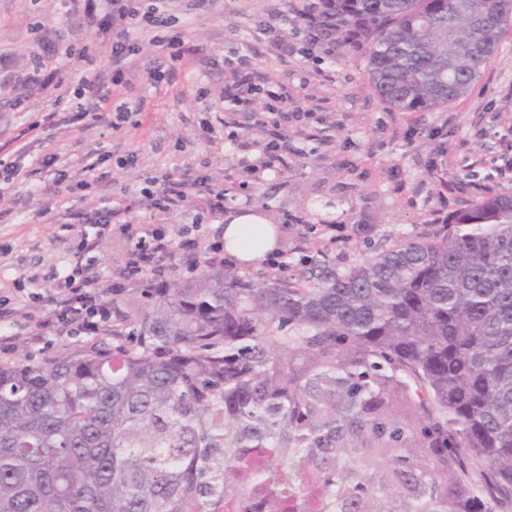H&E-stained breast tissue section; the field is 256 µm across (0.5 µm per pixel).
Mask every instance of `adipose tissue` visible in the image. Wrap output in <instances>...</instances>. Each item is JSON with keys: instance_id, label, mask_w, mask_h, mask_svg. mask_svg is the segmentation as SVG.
Listing matches in <instances>:
<instances>
[{"instance_id": "ef3b65f1", "label": "adipose tissue", "mask_w": 512, "mask_h": 512, "mask_svg": "<svg viewBox=\"0 0 512 512\" xmlns=\"http://www.w3.org/2000/svg\"><path fill=\"white\" fill-rule=\"evenodd\" d=\"M281 231L266 214L257 211L225 216L222 240L225 252L241 267H255L277 249Z\"/></svg>"}]
</instances>
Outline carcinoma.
<instances>
[{"instance_id": "cac0c4a2", "label": "carcinoma", "mask_w": 512, "mask_h": 512, "mask_svg": "<svg viewBox=\"0 0 512 512\" xmlns=\"http://www.w3.org/2000/svg\"><path fill=\"white\" fill-rule=\"evenodd\" d=\"M511 23L512 0H324L313 29L429 112ZM447 224L345 272L205 265L110 343L0 363V512H512V195Z\"/></svg>"}]
</instances>
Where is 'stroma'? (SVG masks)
<instances>
[{"label":"stroma","mask_w":512,"mask_h":512,"mask_svg":"<svg viewBox=\"0 0 512 512\" xmlns=\"http://www.w3.org/2000/svg\"><path fill=\"white\" fill-rule=\"evenodd\" d=\"M304 0H214L196 12L172 11L161 36H181L193 46L171 80L154 85L159 52L143 45L130 91L113 94L112 106L144 98L143 111L121 129L77 110L76 80L59 103L43 100L20 109L10 90L0 91V162L26 165L0 194V332L24 333L30 319L48 315L56 277L76 251L96 258L104 281L115 277L113 258L128 246L120 233L83 238L79 223L95 218L112 195L157 190L166 175H207L223 191L224 208L201 214V234L215 237L225 213L242 206L264 209L282 231L284 275L307 258L343 272L397 241L442 230L443 218L462 204L495 193L512 194V179L491 177L503 166L500 142L512 138V29L482 77L462 99L431 112H394L372 90L365 61L357 55L304 58L297 49L307 29L280 44L275 35ZM67 0H0V74L28 70L27 55L47 35L84 52L91 73L112 68L109 46L83 29ZM254 84L288 88L289 115L278 125L239 130L224 100V72L239 56ZM314 84L299 83L302 72ZM285 141L275 171L243 181L240 159H258L264 143ZM68 170L54 184L41 167L47 156ZM96 160L90 186L78 183L87 160ZM333 220L334 234L321 219ZM35 272L41 297L22 299L13 282ZM84 336L45 330L41 342L19 343L9 359L39 361L61 348L77 349Z\"/></svg>","instance_id":"obj_1"}]
</instances>
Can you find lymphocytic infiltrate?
<instances>
[{
	"instance_id": "f902f5d3",
	"label": "lymphocytic infiltrate",
	"mask_w": 512,
	"mask_h": 512,
	"mask_svg": "<svg viewBox=\"0 0 512 512\" xmlns=\"http://www.w3.org/2000/svg\"><path fill=\"white\" fill-rule=\"evenodd\" d=\"M109 9L97 13L89 0H70L73 11L83 12L90 22L96 23L103 38L112 43V84L132 89L134 74L128 66L133 53L132 38L136 29L160 24V14L169 0H153L148 10H140L137 0H106ZM31 72L19 77L14 86L15 104H24L38 97L46 101L59 102L64 84L59 75L60 63H67L70 73L78 80L83 100L79 112L102 120L109 109L107 87L99 76L85 74L79 67V55L71 46L45 38L35 43L29 53ZM226 97L234 105L238 118L236 128L253 127L261 114H278L288 102L286 86L278 90H266L252 85L243 77H236L227 88ZM147 208L164 214L184 211L193 195L190 183L182 178L165 177L158 191L144 192ZM121 232L127 236L130 246L118 259V279L112 285H104L98 265L94 260L74 253L69 267L59 276L55 287L56 305L50 321H33L29 336L38 338L42 328L52 326L56 333H79L96 336L112 320L111 295L120 293L124 284L137 283L150 291L166 287L169 279L165 259L174 249L188 254L205 252L211 264L224 262L221 243H204L190 224H180L165 229L158 224H124Z\"/></svg>"
}]
</instances>
